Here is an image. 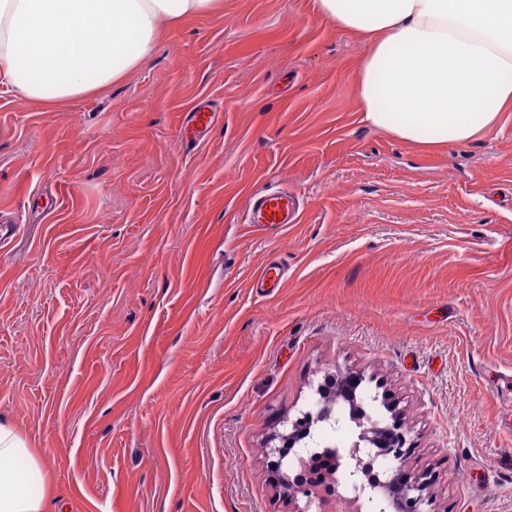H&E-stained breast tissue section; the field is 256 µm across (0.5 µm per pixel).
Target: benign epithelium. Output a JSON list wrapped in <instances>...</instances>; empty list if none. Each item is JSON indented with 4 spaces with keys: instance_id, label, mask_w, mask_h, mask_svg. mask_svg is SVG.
Segmentation results:
<instances>
[{
    "instance_id": "benign-epithelium-1",
    "label": "benign epithelium",
    "mask_w": 512,
    "mask_h": 512,
    "mask_svg": "<svg viewBox=\"0 0 512 512\" xmlns=\"http://www.w3.org/2000/svg\"><path fill=\"white\" fill-rule=\"evenodd\" d=\"M358 377L346 373L336 385L333 397L348 402L350 415L333 412L323 390H318L319 400L304 412L318 425L335 429L353 422L356 433L349 443L334 445L333 468L329 477L318 479L313 475V459L317 453L307 447L295 454L289 471L280 475L279 486L284 493L306 498L304 507L297 512H426L427 482L421 476L403 475L400 461L406 435L396 425H380L356 402ZM391 456L399 465L382 475L370 472L369 461L374 455ZM295 476H290V473Z\"/></svg>"
}]
</instances>
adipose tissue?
<instances>
[{
  "label": "adipose tissue",
  "instance_id": "adipose-tissue-1",
  "mask_svg": "<svg viewBox=\"0 0 512 512\" xmlns=\"http://www.w3.org/2000/svg\"><path fill=\"white\" fill-rule=\"evenodd\" d=\"M219 0H0V86L55 106L124 78L162 31ZM368 37L357 78L367 123L407 142L459 146L512 104V0H316ZM0 512H54L49 473L22 432L0 422Z\"/></svg>",
  "mask_w": 512,
  "mask_h": 512
}]
</instances>
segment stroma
<instances>
[{
    "label": "stroma",
    "instance_id": "1",
    "mask_svg": "<svg viewBox=\"0 0 512 512\" xmlns=\"http://www.w3.org/2000/svg\"><path fill=\"white\" fill-rule=\"evenodd\" d=\"M365 51L315 0H224L92 95L0 93V421L62 512H297L274 438L348 370L431 512H512V109L396 140L362 119ZM281 186L299 223L251 232Z\"/></svg>",
    "mask_w": 512,
    "mask_h": 512
}]
</instances>
